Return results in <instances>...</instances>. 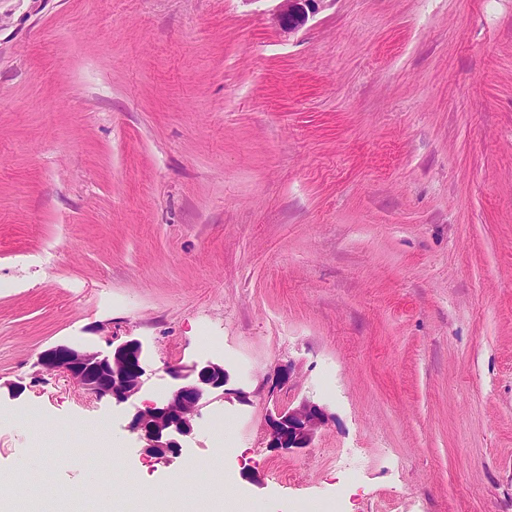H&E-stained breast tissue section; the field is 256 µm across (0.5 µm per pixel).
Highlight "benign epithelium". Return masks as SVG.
I'll use <instances>...</instances> for the list:
<instances>
[{
  "label": "benign epithelium",
  "mask_w": 512,
  "mask_h": 512,
  "mask_svg": "<svg viewBox=\"0 0 512 512\" xmlns=\"http://www.w3.org/2000/svg\"><path fill=\"white\" fill-rule=\"evenodd\" d=\"M320 2L279 0L274 23L291 33L317 12ZM37 364L40 372L60 373L87 394L117 404L139 394L148 379L142 344L137 339L125 340L107 354L57 345L42 352ZM165 369L178 384L165 397L137 408L128 424L144 451L160 462L181 453L183 439L192 434L193 422L208 396L219 392L240 402L249 400L246 392L226 388L229 375L222 364L209 361L201 366L167 365ZM328 420L325 408L312 401L305 400L294 408H277L266 418L269 447L285 452L307 448Z\"/></svg>",
  "instance_id": "7a95c632"
}]
</instances>
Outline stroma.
<instances>
[{"label":"stroma","mask_w":512,"mask_h":512,"mask_svg":"<svg viewBox=\"0 0 512 512\" xmlns=\"http://www.w3.org/2000/svg\"><path fill=\"white\" fill-rule=\"evenodd\" d=\"M0 0V475L19 512H512V0ZM135 338L124 404L40 372ZM223 364L180 456L128 423ZM290 368L288 384L274 381ZM331 420L268 446L273 407ZM109 421L122 453L93 452ZM223 457H216L220 445ZM278 7L273 14L276 25L284 32L292 33L303 26L310 15L317 12L318 4L323 0H278Z\"/></svg>","instance_id":"1"}]
</instances>
